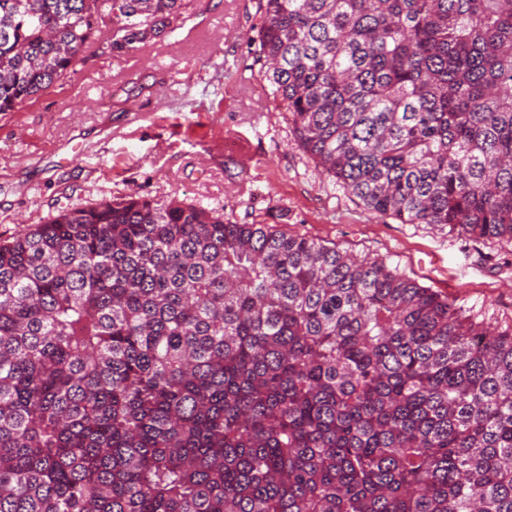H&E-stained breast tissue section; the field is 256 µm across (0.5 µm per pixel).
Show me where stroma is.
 I'll return each instance as SVG.
<instances>
[{"label": "stroma", "instance_id": "1", "mask_svg": "<svg viewBox=\"0 0 512 512\" xmlns=\"http://www.w3.org/2000/svg\"><path fill=\"white\" fill-rule=\"evenodd\" d=\"M259 0H189L123 50L104 34L36 99L0 114V241L124 195L177 199L383 259L487 322L512 324V245L366 209L296 144L262 62Z\"/></svg>", "mask_w": 512, "mask_h": 512}]
</instances>
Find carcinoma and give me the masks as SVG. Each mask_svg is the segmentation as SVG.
<instances>
[{
    "mask_svg": "<svg viewBox=\"0 0 512 512\" xmlns=\"http://www.w3.org/2000/svg\"><path fill=\"white\" fill-rule=\"evenodd\" d=\"M299 146L512 244V0H259ZM186 0H0V112ZM0 512H512V324L383 259L127 196L0 243Z\"/></svg>",
    "mask_w": 512,
    "mask_h": 512,
    "instance_id": "cac0c4a2",
    "label": "carcinoma"
}]
</instances>
